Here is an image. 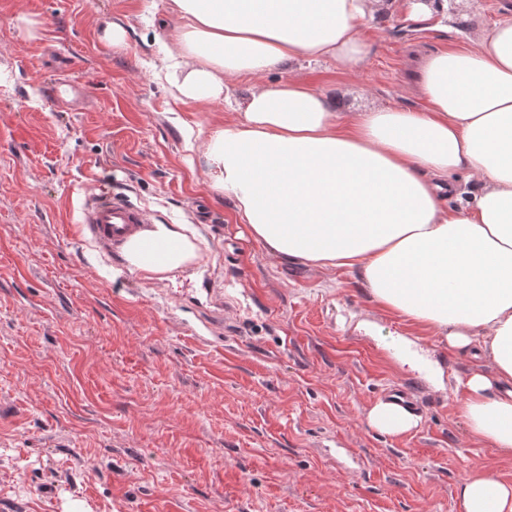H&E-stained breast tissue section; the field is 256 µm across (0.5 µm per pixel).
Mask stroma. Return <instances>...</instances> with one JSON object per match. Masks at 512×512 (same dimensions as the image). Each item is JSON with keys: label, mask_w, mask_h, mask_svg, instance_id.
I'll use <instances>...</instances> for the list:
<instances>
[{"label": "stroma", "mask_w": 512, "mask_h": 512, "mask_svg": "<svg viewBox=\"0 0 512 512\" xmlns=\"http://www.w3.org/2000/svg\"><path fill=\"white\" fill-rule=\"evenodd\" d=\"M171 2L0 0V512H463L469 473L512 483V455L455 406L457 379L491 361L384 310L349 270L272 255L206 157L237 103L288 79L353 112L422 107L405 84L414 51L479 46L512 0H471L445 24L399 4L364 29L359 71L303 61L185 103L166 77ZM61 63L84 111L42 94ZM102 186L192 227L199 258L148 280L80 234ZM398 337L438 376L390 357ZM404 381L425 402L417 427H370Z\"/></svg>", "instance_id": "stroma-1"}]
</instances>
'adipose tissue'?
I'll return each mask as SVG.
<instances>
[{
    "mask_svg": "<svg viewBox=\"0 0 512 512\" xmlns=\"http://www.w3.org/2000/svg\"><path fill=\"white\" fill-rule=\"evenodd\" d=\"M172 4L181 24L169 78L188 101L303 60L356 68L379 11L374 0ZM413 78L425 108L352 114L297 81L252 92L207 143L210 181L279 258L351 270L383 309L489 357L492 374L460 381L456 408L472 435L511 454L512 18L479 47L422 56ZM462 169L480 181L476 195L450 181ZM122 255L150 279L191 262L197 246L185 225L157 222ZM457 496L463 512H512V483L488 469Z\"/></svg>",
    "mask_w": 512,
    "mask_h": 512,
    "instance_id": "obj_1",
    "label": "adipose tissue"
}]
</instances>
